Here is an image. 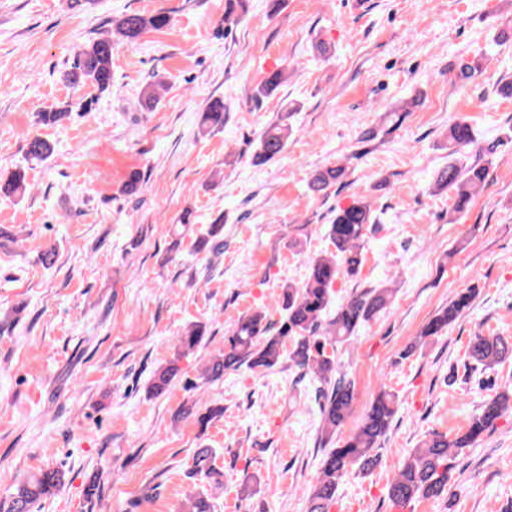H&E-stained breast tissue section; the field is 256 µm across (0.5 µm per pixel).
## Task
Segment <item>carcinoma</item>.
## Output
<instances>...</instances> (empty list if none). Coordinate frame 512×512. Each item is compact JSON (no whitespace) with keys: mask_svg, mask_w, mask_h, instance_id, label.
I'll return each mask as SVG.
<instances>
[{"mask_svg":"<svg viewBox=\"0 0 512 512\" xmlns=\"http://www.w3.org/2000/svg\"><path fill=\"white\" fill-rule=\"evenodd\" d=\"M171 24L165 12L150 15L125 14L115 20V32L128 42L135 43L148 31H162ZM285 79V70L270 72L256 88L255 97H268ZM64 80L70 85L94 86L103 93L112 86V39H91L75 55ZM165 85L161 80L146 83L141 91L143 110H154L162 98ZM69 108L51 109L38 113V122L54 126L69 116ZM294 110L283 106L261 133L254 163L263 165L276 160L285 150L293 127ZM224 126V102H212L202 113L200 128L208 132ZM450 154L465 153L477 144L469 123L460 119L448 127ZM53 153L52 144L41 137L27 144L26 160L41 163ZM348 172L342 160L315 171L308 181L314 196L326 197L330 190L343 182ZM488 169L478 163L459 167L453 163L438 171L434 179L437 190L451 194L452 212L465 208L485 187ZM28 189L27 168L18 166L7 178L0 177V193L22 195ZM374 223L373 211L363 197H357L336 210L328 226V238L334 251L309 260V273L299 286L282 289L279 320L269 319L263 310L249 313L235 323L222 353L205 364L202 380H220L224 374L245 366L269 373L283 360L291 362L301 378H309L322 399L321 433L328 445L324 449L320 469L308 495L307 512H330L338 486L353 469L372 472L380 463L381 441L387 436L397 412V395L381 388L372 400L360 424L341 443L336 438L349 418L355 399V384L341 373L336 358L338 345L351 340L358 327L386 311L394 300L389 287L364 288L336 303V283L360 275L363 263V244L369 225ZM224 218H217L207 231L193 243L198 253L224 252ZM476 289L467 288L455 294L431 317L420 330L417 340L409 346L411 354L424 341L440 336L449 326L471 308ZM336 310H331V307ZM205 336V327L194 323L180 336L179 347L184 351L197 348ZM512 358V342L496 334L477 333L467 349L466 369H492ZM178 369L169 363L153 373L150 390L159 395L166 391L177 376ZM512 411V388L505 386L489 397L469 420L465 430L452 439L442 433H430L404 457L398 471L388 484L389 499L404 505L418 499L441 498L448 493L451 480V458L465 448H471L483 435L496 426L508 411ZM224 416L221 406H209L200 411L196 405H183L174 418L193 417L205 425ZM215 451L211 448L194 450L188 475L219 481L222 473L213 466ZM64 484V475L56 469H43L19 482L14 491L0 499V512H33L35 504L53 495ZM214 504L203 493L190 496L182 512H213Z\"/></svg>","mask_w":512,"mask_h":512,"instance_id":"carcinoma-1","label":"carcinoma"}]
</instances>
